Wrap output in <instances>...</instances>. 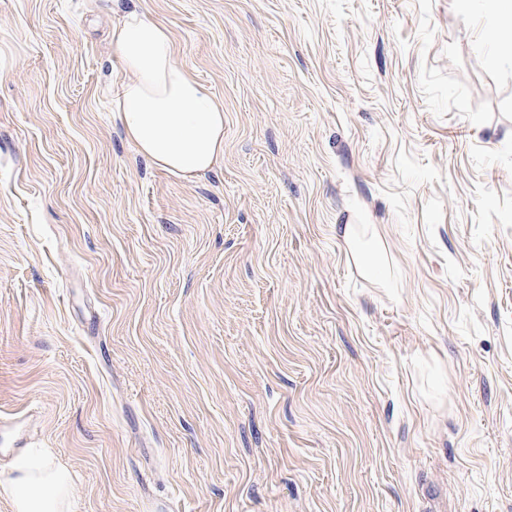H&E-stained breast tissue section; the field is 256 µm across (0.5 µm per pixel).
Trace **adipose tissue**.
I'll list each match as a JSON object with an SVG mask.
<instances>
[{
	"instance_id": "obj_1",
	"label": "adipose tissue",
	"mask_w": 512,
	"mask_h": 512,
	"mask_svg": "<svg viewBox=\"0 0 512 512\" xmlns=\"http://www.w3.org/2000/svg\"><path fill=\"white\" fill-rule=\"evenodd\" d=\"M112 56L124 77L112 105L128 141L152 165L184 180L224 157V103L175 61L170 28L138 10L112 21ZM72 481L48 454L17 457L0 472L14 512H68Z\"/></svg>"
}]
</instances>
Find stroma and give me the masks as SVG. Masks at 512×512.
<instances>
[{
	"mask_svg": "<svg viewBox=\"0 0 512 512\" xmlns=\"http://www.w3.org/2000/svg\"><path fill=\"white\" fill-rule=\"evenodd\" d=\"M133 8L224 102V159L188 181L112 116ZM500 22L0 0V470L50 449L71 512H512Z\"/></svg>",
	"mask_w": 512,
	"mask_h": 512,
	"instance_id": "obj_1",
	"label": "stroma"
}]
</instances>
